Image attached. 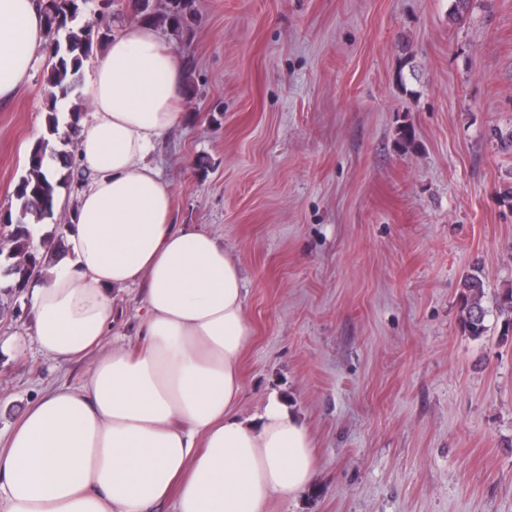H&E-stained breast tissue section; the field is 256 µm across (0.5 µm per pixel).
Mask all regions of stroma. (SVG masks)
I'll list each match as a JSON object with an SVG mask.
<instances>
[{
  "label": "stroma",
  "mask_w": 512,
  "mask_h": 512,
  "mask_svg": "<svg viewBox=\"0 0 512 512\" xmlns=\"http://www.w3.org/2000/svg\"><path fill=\"white\" fill-rule=\"evenodd\" d=\"M194 0L157 24L191 83L153 161L174 220L240 266L253 334L244 416L275 392L315 444L312 482L264 512H512V0ZM136 23L129 0L80 21ZM416 65L398 83L402 51ZM47 52L0 101V212L49 138ZM67 117L69 101L54 105ZM410 125L414 143H398ZM487 285L488 332L459 325L457 285ZM27 343L0 351V437L44 390L82 383Z\"/></svg>",
  "instance_id": "35a3bbf8"
}]
</instances>
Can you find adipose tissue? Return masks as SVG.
Masks as SVG:
<instances>
[{
    "label": "adipose tissue",
    "instance_id": "obj_1",
    "mask_svg": "<svg viewBox=\"0 0 512 512\" xmlns=\"http://www.w3.org/2000/svg\"><path fill=\"white\" fill-rule=\"evenodd\" d=\"M38 0H0V100L47 45ZM186 73L154 27L123 28L93 64L77 157L90 174L65 251L29 285L28 334L80 387L31 402L0 443V512H263L314 470L306 426L277 395L247 418L239 359L251 340L243 278L223 241L175 223L151 162L181 122ZM139 288L127 346L114 293Z\"/></svg>",
    "mask_w": 512,
    "mask_h": 512
}]
</instances>
